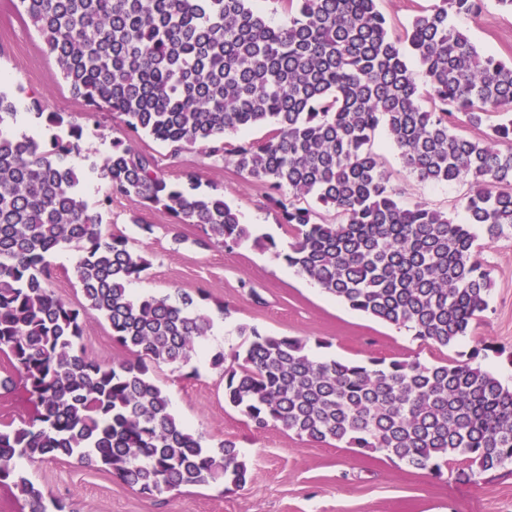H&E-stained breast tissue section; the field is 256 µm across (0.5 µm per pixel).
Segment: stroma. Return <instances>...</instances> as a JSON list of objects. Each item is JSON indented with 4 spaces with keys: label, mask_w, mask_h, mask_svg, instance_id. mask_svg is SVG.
Returning <instances> with one entry per match:
<instances>
[{
    "label": "stroma",
    "mask_w": 512,
    "mask_h": 512,
    "mask_svg": "<svg viewBox=\"0 0 512 512\" xmlns=\"http://www.w3.org/2000/svg\"><path fill=\"white\" fill-rule=\"evenodd\" d=\"M452 24L480 48L505 61L512 60V15L501 12L495 0H486L480 17L455 15ZM0 67L9 74L4 87L13 92L17 109L26 110L31 99H47L56 112L83 113L84 103L61 78L54 58L14 0H0ZM102 127L92 137L89 152L69 158L84 179L83 194L97 206L107 191L104 181L90 174L92 163L106 154L105 144L122 130L109 113L99 116ZM138 147L155 154L168 179H177L186 168L201 173V191L223 194L237 207L242 223L253 233L274 240L262 249L248 241L241 245L201 246V229L175 225L165 212L113 199L103 213V226L128 238L146 255L149 268L133 281L134 296H198L215 311L227 304L225 334L208 336L206 351H232L243 342L242 324L280 336L323 340L313 348L316 358L418 359L435 364L470 353L486 345L481 364L503 383L512 384V229L486 244L479 258L491 272L493 286L488 310L458 345L443 348L422 344L411 332L379 322L350 309L308 278L289 268L282 255L291 241L276 212L266 201L263 184L238 174L232 165L205 155L198 148L172 154L169 147L143 135ZM373 148L380 155L394 183L403 187L408 204L425 202L453 211L467 191L463 184H432L409 177L386 129H378ZM152 225L145 234L140 224ZM76 253L65 247L50 256L52 286L64 300H82L74 275ZM81 345L93 359L110 362L127 353L112 340L107 323L88 319ZM153 377L169 394L174 412L216 448L233 441L247 459L252 479L245 487L225 490L223 485L187 486L151 498L122 485L105 469L88 466L77 458L62 457L26 465L29 478L44 493L73 502L77 512H512V469L484 473L479 483L456 479L451 473L434 477L422 470L391 461L384 455L360 454L336 442L309 443L278 426L255 430L247 419L224 402V382L218 371L200 363L199 374L170 365L154 367Z\"/></svg>",
    "instance_id": "1"
}]
</instances>
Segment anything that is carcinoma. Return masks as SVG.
Instances as JSON below:
<instances>
[{
    "instance_id": "cac0c4a2",
    "label": "carcinoma",
    "mask_w": 512,
    "mask_h": 512,
    "mask_svg": "<svg viewBox=\"0 0 512 512\" xmlns=\"http://www.w3.org/2000/svg\"><path fill=\"white\" fill-rule=\"evenodd\" d=\"M278 2L285 19L275 23L251 0H19L85 119L99 128L110 111L123 129L97 168L109 193L91 212L67 164L88 150V126L34 99L29 111L62 134L18 138L5 129L13 96L0 90V354L33 408L0 428V485L28 512L74 510L47 505L19 459L76 456L148 496L251 479L236 444L205 447L151 375L190 363L210 313L186 294L132 296L127 285L150 262L103 228L101 211L114 197L163 210L200 227L205 246H238L250 228L224 195L198 192L197 170L167 180L135 136L175 155L200 148L262 183L292 238L284 260L353 310L447 348L489 308L473 228L490 242L512 229V64L448 24L451 12L479 15L483 0H438L400 34L379 0ZM266 125L263 141L230 140ZM380 127L409 175L468 184L462 216L400 202L372 146ZM463 127L486 128L484 138ZM70 245L79 305L56 294L47 262ZM91 316L135 359L88 357ZM238 335L243 349L216 351L209 365L224 377L225 403L257 430L279 425L437 476L455 456L466 480L512 466V385L478 362L479 347L445 364L317 360L301 337L247 324Z\"/></svg>"
}]
</instances>
